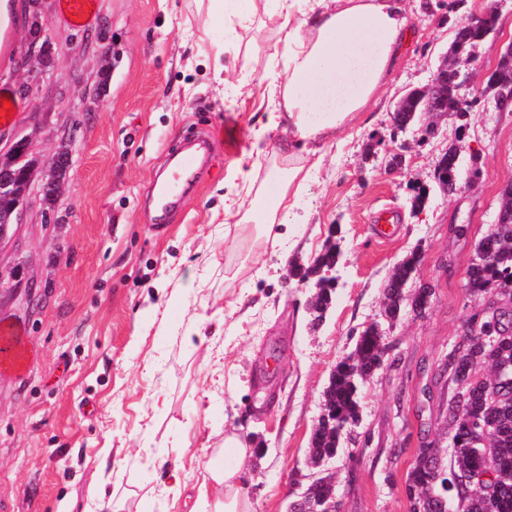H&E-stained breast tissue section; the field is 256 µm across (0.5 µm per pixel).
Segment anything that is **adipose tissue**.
Returning a JSON list of instances; mask_svg holds the SVG:
<instances>
[{
    "instance_id": "1",
    "label": "adipose tissue",
    "mask_w": 512,
    "mask_h": 512,
    "mask_svg": "<svg viewBox=\"0 0 512 512\" xmlns=\"http://www.w3.org/2000/svg\"><path fill=\"white\" fill-rule=\"evenodd\" d=\"M257 2L209 0V25L224 31L215 57L236 44L239 29L252 24ZM273 2L275 41L261 75L269 87L266 121L254 131L251 149L236 169L240 192L224 205L225 214L254 224L261 237L269 236L273 225L303 223L299 199L311 175L305 159L350 129L376 102L416 21L405 0ZM283 124L288 134L277 152L287 158L288 168L258 181L265 135ZM247 451L239 434H226L222 450L207 463L196 498H188L187 485L176 474L168 492L183 499L188 512H251L249 475L239 465Z\"/></svg>"
}]
</instances>
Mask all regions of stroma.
Segmentation results:
<instances>
[{
	"label": "stroma",
	"mask_w": 512,
	"mask_h": 512,
	"mask_svg": "<svg viewBox=\"0 0 512 512\" xmlns=\"http://www.w3.org/2000/svg\"><path fill=\"white\" fill-rule=\"evenodd\" d=\"M0 33V94L16 131L48 155L73 139L62 197L45 222L31 193L0 266L22 262L23 280L0 290V321L24 327L30 360L0 372V512H83L104 489L108 512H186L166 491L171 473L198 486L206 463L238 433L248 444L252 512H287L309 484L312 430L336 363L358 334L384 320L383 285L393 266L418 263L411 287H433L423 315L385 325L389 362L361 389V421L326 466L342 512H409L405 480L417 448L448 446L443 363L462 323L483 308L466 271L495 224L512 182V112L498 110L487 82L512 43V0H458L424 13L378 102L336 140L300 205L303 224H279L276 242L224 216V195L264 116L262 93L231 99L225 84L262 70L274 20L240 30L223 70L198 49L208 0H97L74 27L59 0H41L54 62L32 93L21 76L28 0ZM498 16L494 33L459 67L479 99L460 128L445 112L422 115L391 136L405 95L426 88L450 56L465 16ZM112 46L104 64L85 36ZM213 138L209 166L182 205L157 216V187L189 133ZM479 158L457 193L435 177L449 143ZM402 168L389 166L392 154ZM427 194L414 206L416 187ZM393 217L378 233L379 214ZM341 251L339 286L325 320L309 331L312 282L289 279L328 242Z\"/></svg>",
	"instance_id": "1"
}]
</instances>
